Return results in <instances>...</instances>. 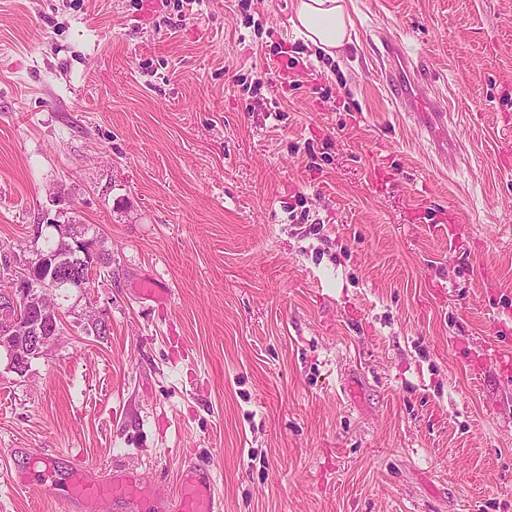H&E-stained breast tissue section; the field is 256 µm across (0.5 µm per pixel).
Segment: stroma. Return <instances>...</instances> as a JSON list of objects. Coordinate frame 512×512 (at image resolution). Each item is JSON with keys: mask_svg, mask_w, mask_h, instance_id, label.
I'll use <instances>...</instances> for the list:
<instances>
[{"mask_svg": "<svg viewBox=\"0 0 512 512\" xmlns=\"http://www.w3.org/2000/svg\"><path fill=\"white\" fill-rule=\"evenodd\" d=\"M292 5L0 0V277L58 224L112 254L107 335L0 359V512H55L3 478L44 453L160 499L192 461L223 512H512V0H344L335 59ZM384 67L386 79L391 82V91L398 100H408L414 105L413 115L427 117L424 127L436 141L437 154L444 162L448 159V108L431 90L421 82L413 60L407 55L401 42L386 43ZM442 134L444 136H442Z\"/></svg>", "mask_w": 512, "mask_h": 512, "instance_id": "35a3bbf8", "label": "stroma"}]
</instances>
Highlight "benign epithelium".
<instances>
[{"mask_svg": "<svg viewBox=\"0 0 512 512\" xmlns=\"http://www.w3.org/2000/svg\"><path fill=\"white\" fill-rule=\"evenodd\" d=\"M58 234L57 249L35 250L38 262L21 260L8 286L0 290V351L6 354L8 367L18 375L29 368L30 360L40 357L57 340L62 319L58 288L67 285L81 295L89 294L87 282L78 268L59 266L60 255H80L96 263L106 250L89 244L80 224H53ZM91 304L82 311L68 309L76 323L86 331L101 333L106 322L90 314Z\"/></svg>", "mask_w": 512, "mask_h": 512, "instance_id": "obj_1", "label": "benign epithelium"}]
</instances>
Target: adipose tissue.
<instances>
[{
  "label": "adipose tissue",
  "instance_id": "obj_1",
  "mask_svg": "<svg viewBox=\"0 0 512 512\" xmlns=\"http://www.w3.org/2000/svg\"><path fill=\"white\" fill-rule=\"evenodd\" d=\"M295 27L324 54L343 50L350 40L341 0H295Z\"/></svg>",
  "mask_w": 512,
  "mask_h": 512
}]
</instances>
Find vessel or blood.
<instances>
[{
  "label": "vessel or blood",
  "instance_id": "obj_1",
  "mask_svg": "<svg viewBox=\"0 0 512 512\" xmlns=\"http://www.w3.org/2000/svg\"><path fill=\"white\" fill-rule=\"evenodd\" d=\"M385 76L391 82L396 99L411 101L413 112L425 116V128L437 145L440 159H447L449 141L448 108L421 82L413 60L401 42H387ZM68 491L56 499V512H138L143 501L153 499L152 485L138 474L120 466L109 467L107 475L79 463L66 474ZM222 499L216 494L213 479L201 468L189 466L179 475L176 499L165 501L159 512H223Z\"/></svg>",
  "mask_w": 512,
  "mask_h": 512
}]
</instances>
